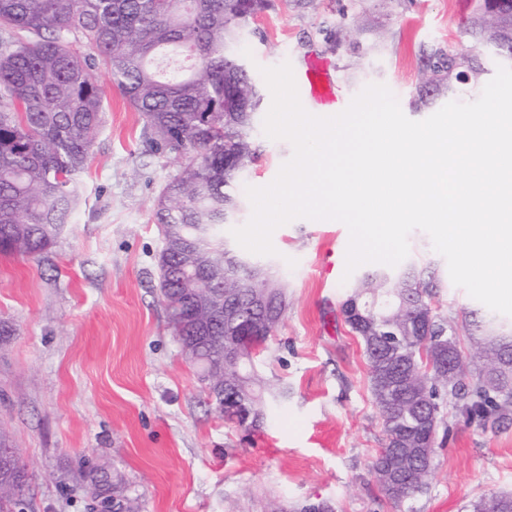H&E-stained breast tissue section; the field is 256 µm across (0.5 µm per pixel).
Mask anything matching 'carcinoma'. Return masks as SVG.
Returning a JSON list of instances; mask_svg holds the SVG:
<instances>
[{
    "label": "carcinoma",
    "instance_id": "obj_1",
    "mask_svg": "<svg viewBox=\"0 0 512 512\" xmlns=\"http://www.w3.org/2000/svg\"><path fill=\"white\" fill-rule=\"evenodd\" d=\"M268 0H0V254L35 257L51 247L79 201L77 177L88 166L100 131L103 69L143 116L157 153L181 159L153 207L164 245L158 265L192 261L191 236L208 265L189 281H160L175 336H230L245 350L264 346L253 327L274 335L284 312L283 285L273 266L224 261L222 226L238 208L233 189L258 155L251 130L262 100L237 49L238 31ZM472 33L512 36V0H477ZM177 51L169 75L157 57ZM474 51L453 46L422 50L418 97L477 88L494 60L472 63ZM439 288L434 272L415 265L397 273L376 268L358 280L341 305L360 338L373 403L386 442L375 460L385 496L399 504L422 491L430 466L412 454L452 405L481 425L512 415V323L477 316L471 326L470 369L448 382V317L427 307ZM269 291L275 303L254 306ZM239 317L236 326L210 318L212 307ZM247 374L224 393V418L246 400L250 427L264 419L262 389ZM28 481L19 449L0 432V512H14ZM473 512H512V495H484Z\"/></svg>",
    "mask_w": 512,
    "mask_h": 512
}]
</instances>
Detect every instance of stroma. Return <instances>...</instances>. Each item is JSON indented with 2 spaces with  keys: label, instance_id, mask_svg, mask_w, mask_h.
<instances>
[{
  "label": "stroma",
  "instance_id": "stroma-1",
  "mask_svg": "<svg viewBox=\"0 0 512 512\" xmlns=\"http://www.w3.org/2000/svg\"><path fill=\"white\" fill-rule=\"evenodd\" d=\"M475 0H269L242 26L250 68L310 56L329 64L336 99L350 104L385 84L420 121L447 104H416L421 49L475 48L465 27ZM351 28L349 44L329 34ZM104 123L79 178L81 200L55 243L35 258L0 255V427L29 474L20 512H109L104 481L122 477L138 512H471L479 497L512 493V419L478 425L445 410L426 488L394 504L372 462L385 441L362 343L341 315L353 281L349 231L297 219L272 235L266 261L286 283V310L258 360L267 414L247 430L212 405L184 359L160 295L163 237L155 199L179 161L148 152L144 121L109 78ZM252 131L259 147L239 190L271 183L293 154L285 140ZM407 264L430 267L440 310L460 340L480 309L455 286L428 234L412 231Z\"/></svg>",
  "mask_w": 512,
  "mask_h": 512
}]
</instances>
